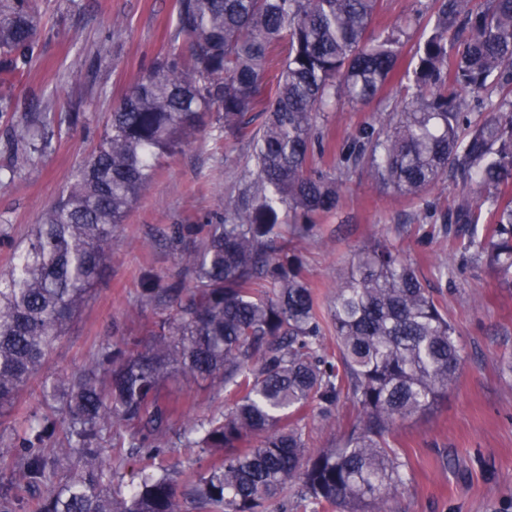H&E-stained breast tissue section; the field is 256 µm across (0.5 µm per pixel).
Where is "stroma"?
Segmentation results:
<instances>
[{
    "mask_svg": "<svg viewBox=\"0 0 512 512\" xmlns=\"http://www.w3.org/2000/svg\"><path fill=\"white\" fill-rule=\"evenodd\" d=\"M39 6V53L13 80L14 104L0 113V141L24 113L49 112L51 145L29 163L0 145V271L9 268L14 251L99 143L113 106L167 51L175 28V0H40ZM403 94L393 81L368 103L337 101L324 121L331 148L376 122ZM73 114L78 123H70ZM249 153L248 137L225 139L209 128L162 161L127 211L112 253L45 375H71L85 366L94 344L118 331L140 334L143 324L158 319L154 307L133 308L141 270L153 269L166 283L178 279L170 226L206 223L223 208ZM421 222L420 204L356 171L335 212L300 244L305 274L320 308H327L342 273L362 248L381 239L404 250L426 287L441 288L463 348L461 374L433 411L397 423L392 439L408 459V482L391 506L393 512H512V288L499 285L484 266L461 264L446 239L424 238ZM448 263L458 271L443 287L436 270ZM172 391L199 418L231 407L225 395L190 377H177ZM356 415L345 400L335 420L309 414V451L338 446Z\"/></svg>",
    "mask_w": 512,
    "mask_h": 512,
    "instance_id": "1",
    "label": "stroma"
}]
</instances>
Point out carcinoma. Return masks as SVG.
Instances as JSON below:
<instances>
[{"label":"carcinoma","instance_id":"cac0c4a2","mask_svg":"<svg viewBox=\"0 0 512 512\" xmlns=\"http://www.w3.org/2000/svg\"><path fill=\"white\" fill-rule=\"evenodd\" d=\"M377 5L176 0L170 49L113 107L98 146L0 273V419L34 384L41 402L60 403L11 421L13 482L0 512H180L183 499L197 512H267L296 484L304 512H390L408 462L389 435L434 409L458 378L455 327L401 250L381 241L343 274L323 319L296 242L336 210L343 178L360 168L418 201L449 177L466 192L424 237L443 234L463 261L512 286V0H434L416 64L401 76V105L344 144L331 164L338 178L309 167L326 151L321 113L381 93L407 30L428 13L416 0L403 24L377 34ZM39 31L37 0H0V101L37 55ZM282 44L271 86L266 72ZM463 91L485 94L487 115L464 111ZM257 110L265 119L252 136V170L224 218L171 227L184 281L140 275L136 304L169 313L141 336L100 343L77 374L40 376L158 161L208 119L226 137L246 135ZM52 122L47 112L24 114L6 150L43 156L39 131ZM180 375L210 382L233 407L206 419L180 410L166 392ZM343 399L359 414L342 443L306 455L308 412L330 420ZM107 437L117 449L111 463L100 456ZM174 438L198 449L205 467L180 481L160 465L125 492L114 487L128 461L156 460ZM72 456L78 467L61 475ZM39 488L47 496L26 503Z\"/></svg>","mask_w":512,"mask_h":512}]
</instances>
